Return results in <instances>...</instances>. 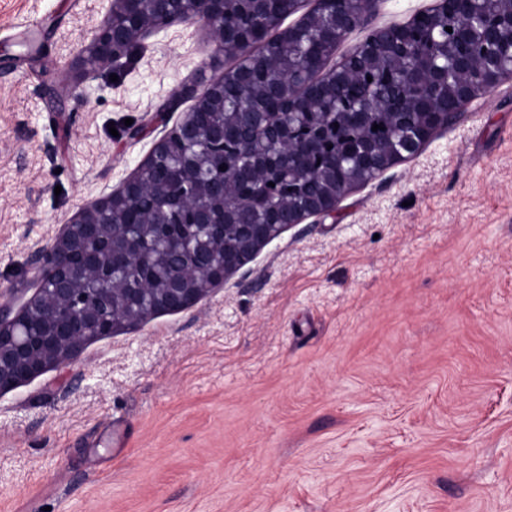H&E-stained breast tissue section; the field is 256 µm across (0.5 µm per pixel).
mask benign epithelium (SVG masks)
<instances>
[{
	"label": "benign epithelium",
	"instance_id": "obj_1",
	"mask_svg": "<svg viewBox=\"0 0 512 512\" xmlns=\"http://www.w3.org/2000/svg\"><path fill=\"white\" fill-rule=\"evenodd\" d=\"M110 2L82 46L84 65L112 62L150 31L188 21L209 27L217 51L238 63L202 86L176 90L163 111L190 99L183 120L163 131L116 190L84 207L36 251L34 294L17 310L9 300L0 302V394L77 360L97 339L190 308L284 232L332 214L352 189L415 156L437 131L455 124L446 108L413 112L406 122L405 113L387 101L389 120L399 131L396 150L388 153L365 134L370 112L342 104L358 144L354 167L363 178L347 188L330 187L327 179L341 165L335 142L303 130L296 120V107L310 102L329 80L375 86L390 53L400 65L408 101L448 87L451 77L453 95L463 107L512 76V0H503L494 15L471 16L458 33L450 62L433 63L423 80L415 79L407 61L426 39L448 43L445 27L456 19L460 0H434L404 23L369 30L329 70L290 74L286 89L261 81L259 53L243 38L242 28L227 19L225 0ZM241 2L262 44L289 49L314 23L334 27L338 41L368 25L377 0H314L297 25L273 38L270 0ZM285 93L288 106L282 110L262 107L260 98ZM223 104L232 105L231 121L200 125L197 113ZM280 171L297 186H313L303 204L288 202ZM246 187L272 201L267 213L249 221L243 219Z\"/></svg>",
	"mask_w": 512,
	"mask_h": 512
}]
</instances>
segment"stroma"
I'll return each mask as SVG.
<instances>
[{"label": "stroma", "instance_id": "1", "mask_svg": "<svg viewBox=\"0 0 512 512\" xmlns=\"http://www.w3.org/2000/svg\"><path fill=\"white\" fill-rule=\"evenodd\" d=\"M107 0H0V295L236 64ZM0 512H512V77L191 308L0 394Z\"/></svg>", "mask_w": 512, "mask_h": 512}]
</instances>
